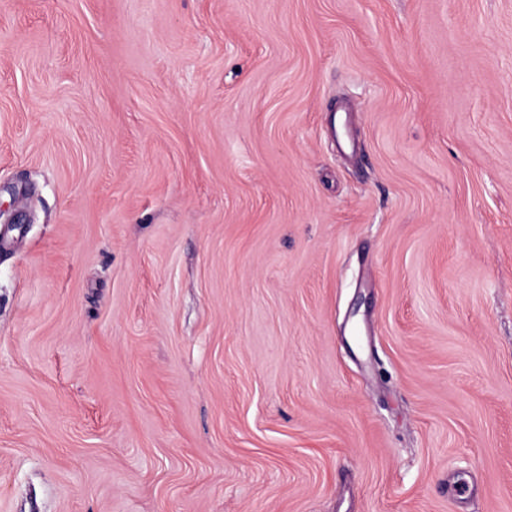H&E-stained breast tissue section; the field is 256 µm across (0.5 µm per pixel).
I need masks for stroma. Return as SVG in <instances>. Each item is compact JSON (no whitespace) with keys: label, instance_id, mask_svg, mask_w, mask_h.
Here are the masks:
<instances>
[{"label":"stroma","instance_id":"1","mask_svg":"<svg viewBox=\"0 0 512 512\" xmlns=\"http://www.w3.org/2000/svg\"><path fill=\"white\" fill-rule=\"evenodd\" d=\"M0 512H512V0H0Z\"/></svg>","mask_w":512,"mask_h":512}]
</instances>
